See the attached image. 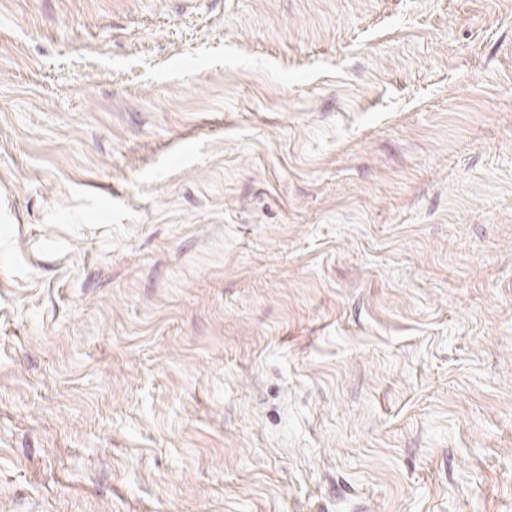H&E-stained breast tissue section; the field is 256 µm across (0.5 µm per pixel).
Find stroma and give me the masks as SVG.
I'll list each match as a JSON object with an SVG mask.
<instances>
[{"label": "stroma", "instance_id": "obj_1", "mask_svg": "<svg viewBox=\"0 0 512 512\" xmlns=\"http://www.w3.org/2000/svg\"><path fill=\"white\" fill-rule=\"evenodd\" d=\"M0 512H512V0H0Z\"/></svg>", "mask_w": 512, "mask_h": 512}]
</instances>
